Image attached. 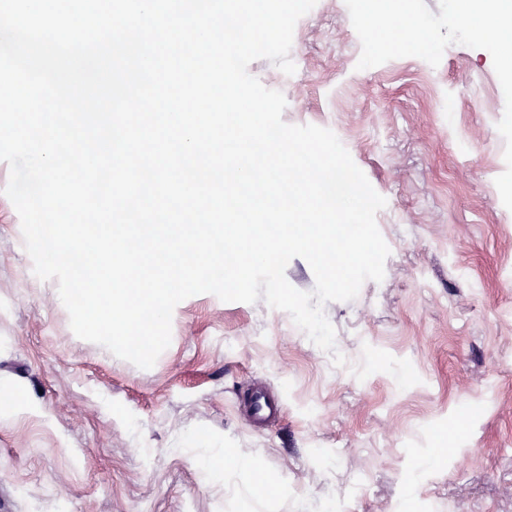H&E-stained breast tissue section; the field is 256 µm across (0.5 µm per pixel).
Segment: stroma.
Wrapping results in <instances>:
<instances>
[{"label": "stroma", "instance_id": "35a3bbf8", "mask_svg": "<svg viewBox=\"0 0 512 512\" xmlns=\"http://www.w3.org/2000/svg\"><path fill=\"white\" fill-rule=\"evenodd\" d=\"M344 0H317L285 75L250 73L283 121L333 131L387 200L382 282L327 303L334 365L284 311L180 302L148 370L78 338L0 200V512H512V211L490 53L453 44L357 69ZM264 390L278 413L253 421ZM208 448L257 460L222 471ZM277 495L253 497L261 477Z\"/></svg>", "mask_w": 512, "mask_h": 512}]
</instances>
